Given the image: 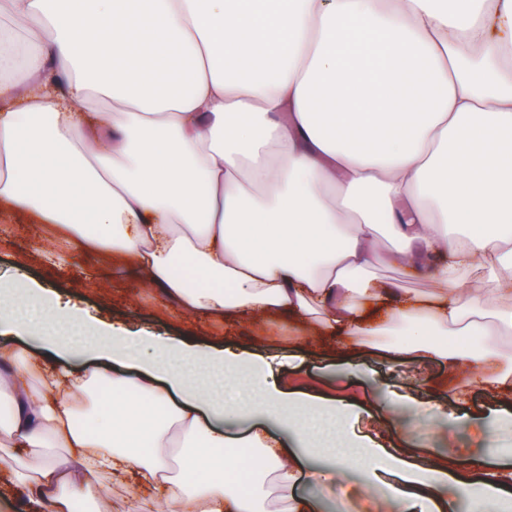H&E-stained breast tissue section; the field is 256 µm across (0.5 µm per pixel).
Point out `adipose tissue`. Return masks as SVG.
<instances>
[{"mask_svg":"<svg viewBox=\"0 0 512 512\" xmlns=\"http://www.w3.org/2000/svg\"><path fill=\"white\" fill-rule=\"evenodd\" d=\"M0 211L51 225L49 257L119 262L183 311L469 370L448 417L474 425L469 387L512 398V355L485 340L512 334V0H0ZM57 323L21 313L42 352L0 350V447L39 462L0 468L49 512L129 478L133 512H323L297 446L345 434L348 405L266 383V339L116 333L78 371ZM246 375L236 437L224 390ZM95 385L109 408L88 430ZM356 466L368 496L398 473L389 512H512V469L485 453L420 465L357 434L331 482Z\"/></svg>","mask_w":512,"mask_h":512,"instance_id":"obj_1","label":"adipose tissue"}]
</instances>
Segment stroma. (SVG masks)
Masks as SVG:
<instances>
[{"instance_id": "35a3bbf8", "label": "stroma", "mask_w": 512, "mask_h": 512, "mask_svg": "<svg viewBox=\"0 0 512 512\" xmlns=\"http://www.w3.org/2000/svg\"><path fill=\"white\" fill-rule=\"evenodd\" d=\"M44 234V227L32 220L0 219L1 283L23 280L46 293L60 294L86 318H103L132 331L189 336L230 347L256 334L271 336L281 360L280 373L298 390L345 398L359 415L361 432L381 433L385 445L414 439L416 462L451 449L475 454L486 447V432L435 419L428 408L420 419H413L389 394L390 388L401 384L411 392L432 397L440 385L463 384L464 372L448 371L437 362L394 360L368 349L338 352L318 340L301 344L297 328L285 322L245 318L227 323L201 313L179 312L126 266L107 269L92 255L60 264L44 262L32 250ZM300 490L323 495L324 512H387L383 499L360 496L352 485L328 495L317 485L304 484Z\"/></svg>"}]
</instances>
